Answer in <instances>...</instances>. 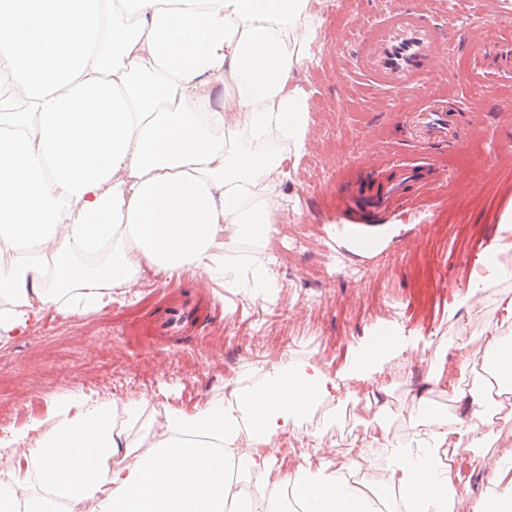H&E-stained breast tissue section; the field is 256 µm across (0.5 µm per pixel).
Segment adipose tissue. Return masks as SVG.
Here are the masks:
<instances>
[{
	"mask_svg": "<svg viewBox=\"0 0 512 512\" xmlns=\"http://www.w3.org/2000/svg\"><path fill=\"white\" fill-rule=\"evenodd\" d=\"M317 28L310 0H0V342L48 308H107L144 262L234 274L225 233L268 239L285 161L302 155L310 102L293 74ZM419 342L385 325L336 373L272 366L196 413L169 410L158 433L149 399L54 395L44 418L0 439V459L25 460L0 466V512H278L274 480L301 512H374L321 461L318 435L289 476L277 439ZM488 360L465 418L435 417L423 399L410 411L431 427L391 445L379 497L395 488L402 512H457L448 451L476 448L512 394L511 335L492 338ZM229 464L252 495L232 494Z\"/></svg>",
	"mask_w": 512,
	"mask_h": 512,
	"instance_id": "adipose-tissue-1",
	"label": "adipose tissue"
}]
</instances>
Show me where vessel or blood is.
<instances>
[{
    "label": "vessel or blood",
    "instance_id": "b4317fda",
    "mask_svg": "<svg viewBox=\"0 0 512 512\" xmlns=\"http://www.w3.org/2000/svg\"><path fill=\"white\" fill-rule=\"evenodd\" d=\"M447 38L424 23L414 9L373 25L360 41L361 69L380 88L415 92L422 80L438 73L447 49ZM474 71L488 75L512 70V43L483 38L473 30L468 46ZM413 142L424 149L465 147L455 122L438 104L430 103L408 113L404 119ZM430 163L421 160L379 170L372 188L363 196L368 209L406 220L413 212V197L433 185ZM198 319L194 296L178 301H159L148 320L151 335L179 338L188 334Z\"/></svg>",
    "mask_w": 512,
    "mask_h": 512
}]
</instances>
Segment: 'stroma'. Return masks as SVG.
<instances>
[{
	"mask_svg": "<svg viewBox=\"0 0 512 512\" xmlns=\"http://www.w3.org/2000/svg\"><path fill=\"white\" fill-rule=\"evenodd\" d=\"M319 20L312 46L294 81L310 97L312 111L304 153L290 178L278 188L297 210H280L281 228L273 269L278 283L271 300L255 299L252 258L260 247L228 238L229 254L242 265L236 282L204 284L191 271L167 277L142 264L125 300L83 317L43 312L26 333L0 343V376L10 381L0 393V436L45 414L52 394L81 390L123 400L146 397L154 409L172 407L191 414L225 395V383L237 379L247 362L271 365L311 357L328 372L346 360L348 347L384 323L410 336L419 334L426 349L406 351L386 364L370 382H353L351 394L375 395V410L356 416L349 433L327 428L326 458L347 465L346 448L356 447L368 466L356 468V486L375 491L370 465L387 467L385 449L364 448L367 431L379 428L407 441L420 428L407 407L417 397L430 401L442 417L460 419L469 412L457 387L478 380L491 336L506 335L502 302L512 295V275L466 301L474 283L486 278L485 249L499 234V222L512 212V146L499 133L512 127V75H478L470 70L464 43L473 21L497 38L512 39V0H312ZM407 7L422 10L457 46L443 69L422 82L418 95L377 88L357 67L364 27ZM495 85L480 111L459 112V100ZM436 97L453 109L463 137L483 158L466 163L464 154H437L434 191L418 203L412 223L372 218L363 224L376 247L357 250L352 225L336 221L337 197L355 196L376 170L414 158L416 148L402 117L420 100ZM465 176L480 185L477 194L457 196L454 181ZM301 241L293 250L292 241ZM202 290L211 314L195 334L168 342L141 339L138 324L151 315L158 297L175 290ZM470 350L468 368L446 372L430 382L436 357L457 359L458 347ZM458 496L477 500L494 488L500 471L512 468V434L495 431L476 452H459Z\"/></svg>",
	"mask_w": 512,
	"mask_h": 512,
	"instance_id": "stroma-1",
	"label": "stroma"
}]
</instances>
